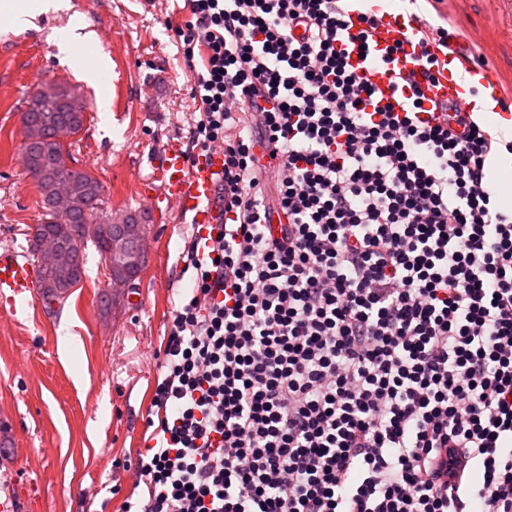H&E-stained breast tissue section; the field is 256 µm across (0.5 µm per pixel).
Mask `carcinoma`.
<instances>
[{
  "label": "carcinoma",
  "mask_w": 512,
  "mask_h": 512,
  "mask_svg": "<svg viewBox=\"0 0 512 512\" xmlns=\"http://www.w3.org/2000/svg\"><path fill=\"white\" fill-rule=\"evenodd\" d=\"M86 103L65 84H49L32 95L23 114L24 123L36 131L37 139L24 144L26 168L35 180L45 219L38 224L39 236H50L70 252L67 271L44 272L37 278H58L61 287L73 288L86 273V249L93 245L104 260L112 258V219L102 217L103 186L90 172L70 166L69 152L50 139L53 129L68 125L79 134L86 120ZM70 184L71 200L66 214L52 208V188L59 181Z\"/></svg>",
  "instance_id": "1"
}]
</instances>
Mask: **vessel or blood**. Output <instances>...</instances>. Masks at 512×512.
<instances>
[{"instance_id": "obj_1", "label": "vessel or blood", "mask_w": 512, "mask_h": 512, "mask_svg": "<svg viewBox=\"0 0 512 512\" xmlns=\"http://www.w3.org/2000/svg\"><path fill=\"white\" fill-rule=\"evenodd\" d=\"M366 13L376 14L379 24L372 31L368 54L363 55L350 38L362 30L361 17ZM346 21L350 38L341 42L339 48L346 52L352 67L374 87L378 105L403 103L407 92L399 84L401 79L410 78L426 97L423 111L446 104L467 110L463 75L485 72L467 49L449 41L446 66L431 81L421 75V39L410 15L387 11L381 0H348ZM223 170L222 149L201 151L189 157L179 149L167 148L159 157L157 183L144 184L140 196L156 212L166 213L174 204L192 224H220L224 217L216 195ZM35 284V267L24 253L12 248L0 251V298L9 303L11 312L25 308Z\"/></svg>"}]
</instances>
